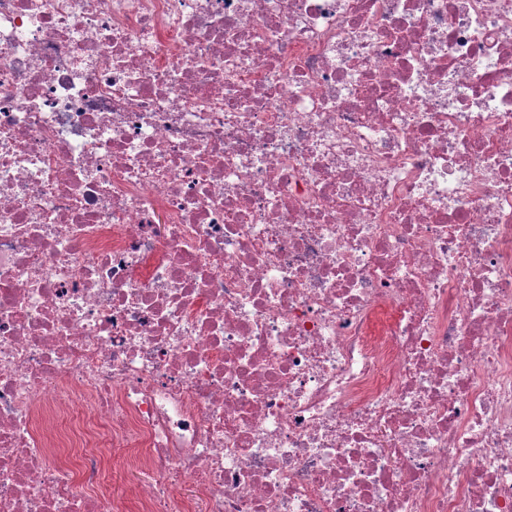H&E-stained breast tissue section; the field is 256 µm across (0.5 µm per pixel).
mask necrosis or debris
Segmentation results:
<instances>
[{
    "instance_id": "obj_1",
    "label": "necrosis or debris",
    "mask_w": 512,
    "mask_h": 512,
    "mask_svg": "<svg viewBox=\"0 0 512 512\" xmlns=\"http://www.w3.org/2000/svg\"><path fill=\"white\" fill-rule=\"evenodd\" d=\"M512 512V0H0V512Z\"/></svg>"
}]
</instances>
